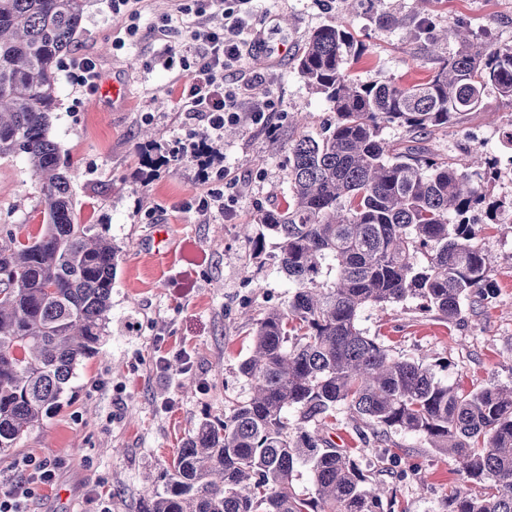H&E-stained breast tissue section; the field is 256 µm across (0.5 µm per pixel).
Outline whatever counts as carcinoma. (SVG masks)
<instances>
[{
    "label": "carcinoma",
    "instance_id": "cac0c4a2",
    "mask_svg": "<svg viewBox=\"0 0 512 512\" xmlns=\"http://www.w3.org/2000/svg\"><path fill=\"white\" fill-rule=\"evenodd\" d=\"M89 0H0V158L29 164L43 204L35 235L0 231V455L18 447L61 399L79 363L96 354L109 323L120 250L81 224L70 192L74 171L48 137L58 105V67ZM456 43L452 54L439 40ZM424 50L434 67L413 83L363 82L350 74L362 55L344 22L314 32L297 70L335 121L288 147L283 208L245 225L255 259L265 234L294 286L283 307L253 327L241 366L251 397L220 422L205 420L179 449L162 484L145 489L141 512H391L380 485L325 434L345 406L359 439L390 430L424 437L454 456L461 480L441 512H512V386L444 385L423 361L401 359L359 327L367 307L408 297L453 322L467 299L494 291L492 259L473 214L488 223L504 202L488 182L497 160L460 166L385 138L390 127L416 141L474 112L494 93L512 101V47L480 41L461 24L435 33ZM298 412L288 431L285 412ZM299 465L314 496L292 492Z\"/></svg>",
    "mask_w": 512,
    "mask_h": 512
}]
</instances>
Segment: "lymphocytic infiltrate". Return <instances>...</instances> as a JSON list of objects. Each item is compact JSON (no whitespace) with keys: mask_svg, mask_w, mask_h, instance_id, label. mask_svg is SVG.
Instances as JSON below:
<instances>
[{"mask_svg":"<svg viewBox=\"0 0 512 512\" xmlns=\"http://www.w3.org/2000/svg\"><path fill=\"white\" fill-rule=\"evenodd\" d=\"M252 0H181L179 11L189 17L185 43L168 44L160 57L164 68L180 66L187 81L180 108L206 121L217 132L224 125L240 123L245 33L251 26ZM218 10L221 21L209 25L206 14ZM54 465L26 461L24 478L0 495V512H24L37 487L54 484Z\"/></svg>","mask_w":512,"mask_h":512,"instance_id":"1","label":"lymphocytic infiltrate"}]
</instances>
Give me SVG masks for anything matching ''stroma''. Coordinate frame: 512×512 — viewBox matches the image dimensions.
I'll list each match as a JSON object with an SVG mask.
<instances>
[{
	"mask_svg": "<svg viewBox=\"0 0 512 512\" xmlns=\"http://www.w3.org/2000/svg\"><path fill=\"white\" fill-rule=\"evenodd\" d=\"M177 6V0H139V33L116 50L112 39L126 18L111 12L109 0H91L61 63L49 137L61 161L79 173L72 194L80 222L103 226L122 259L98 353L78 366L60 409L13 455L0 457L5 484L20 477L16 458L58 464L55 484L38 490L31 512H140L146 487L196 427L250 398L240 365L250 353L253 323L286 304L293 286L280 270L275 239L267 238L262 258L252 259L241 227L259 211L284 206L289 143L303 132L320 136L331 118L297 71L311 34L351 23L364 46L351 72L362 81H417L431 66L417 36L415 0H254V27L287 52L274 64L246 55L244 68L255 80L241 110L274 104L275 126H225L213 143L210 179H202L189 158L153 173L143 164L144 152L172 154L202 130L176 106L182 75L157 63L168 42L158 31L162 19L186 26ZM428 12L430 29L459 20L477 37L512 46V0H432ZM391 17L401 19V27L389 26ZM79 57L95 62L100 82L117 78L126 84L123 104L98 90L80 91L71 77ZM484 104L436 129L425 146L462 164L477 151L494 154L502 175L490 183V195L507 201L512 150L497 134L512 119V104L492 95ZM299 112L307 116L306 128L294 124ZM219 193L226 212L198 209L200 199ZM42 220L27 164L0 159V226L23 224L35 233ZM481 239L495 261L494 298L464 303L453 323L424 311L412 297L365 308L358 319L394 356L424 359L439 381L464 389L512 384V211L503 210ZM185 356L190 371L173 370L172 362ZM355 426L340 406L327 431L362 468L378 472L385 497L394 498L401 512H439L446 490L459 483L456 460L399 430L386 437L398 463L380 460L373 446L359 442Z\"/></svg>",
	"mask_w": 512,
	"mask_h": 512,
	"instance_id": "35a3bbf8",
	"label": "stroma"
}]
</instances>
